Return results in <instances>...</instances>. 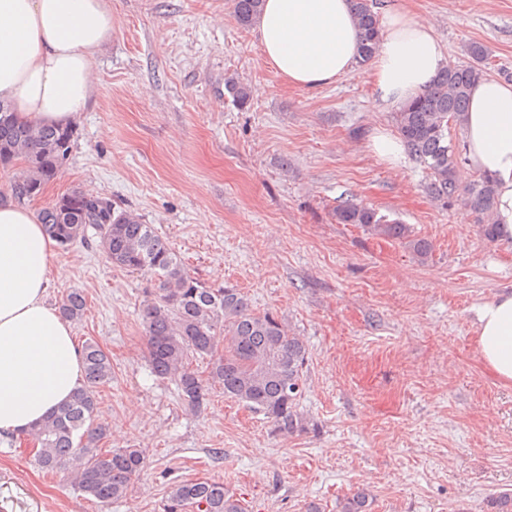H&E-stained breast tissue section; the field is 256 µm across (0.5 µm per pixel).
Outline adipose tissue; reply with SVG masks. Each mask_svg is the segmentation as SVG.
<instances>
[{
    "label": "adipose tissue",
    "mask_w": 512,
    "mask_h": 512,
    "mask_svg": "<svg viewBox=\"0 0 512 512\" xmlns=\"http://www.w3.org/2000/svg\"><path fill=\"white\" fill-rule=\"evenodd\" d=\"M373 94L400 110L426 90L447 57L433 22L400 5L379 20ZM112 35L104 0H0V101L26 124L72 125L94 94L92 59ZM258 35L267 62L288 84L336 83L358 60L350 0H264ZM462 132L467 171L496 181L495 218L512 239V83H475ZM53 242L36 213L0 202V437H18L69 402L81 385V352L68 322L46 301ZM486 366L512 383V292L478 311Z\"/></svg>",
    "instance_id": "adipose-tissue-1"
}]
</instances>
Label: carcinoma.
<instances>
[{
  "label": "carcinoma",
  "mask_w": 512,
  "mask_h": 512,
  "mask_svg": "<svg viewBox=\"0 0 512 512\" xmlns=\"http://www.w3.org/2000/svg\"><path fill=\"white\" fill-rule=\"evenodd\" d=\"M360 31L359 63L373 57L379 41L376 0H352ZM263 0H235L234 12L242 26L252 25ZM472 62L448 64L426 92L411 101L394 119L409 154L430 172L429 189L437 201H461L481 228L485 239L499 237L493 222L495 181L481 173L467 187L458 177L459 144L449 126L461 124L472 86L487 76L486 48L469 47ZM75 130L72 127L17 122L8 104L0 102V165L17 161L23 167L8 187L9 198L25 205L41 195L68 158ZM339 224H357L373 235L408 241L424 259L431 244L411 238L410 227L389 221L373 208L351 200L334 210ZM45 233L62 248L76 241L96 243L110 263L130 272L157 276L158 295L142 308L148 364L159 379L175 382L179 396L198 412L218 388L224 396L245 404L270 420L273 432L289 436L306 427L298 409L305 382L308 351L304 340L291 333L271 312L256 313L250 300L236 288H208L185 268L168 241L154 225L143 222L130 208L98 193L72 190L38 212ZM85 297L67 294L58 310L68 321L80 320ZM208 360V375L191 368L190 359ZM84 380L71 400L28 432L35 461L44 471L64 470L75 487L103 506L128 494L145 465L139 448L103 449L106 426L98 410V389L112 383V359L95 341L82 345ZM368 496L358 489L347 497L342 512H368ZM491 512H512V492L493 496ZM245 512L224 484L185 480L170 487L168 512Z\"/></svg>",
  "instance_id": "carcinoma-1"
}]
</instances>
